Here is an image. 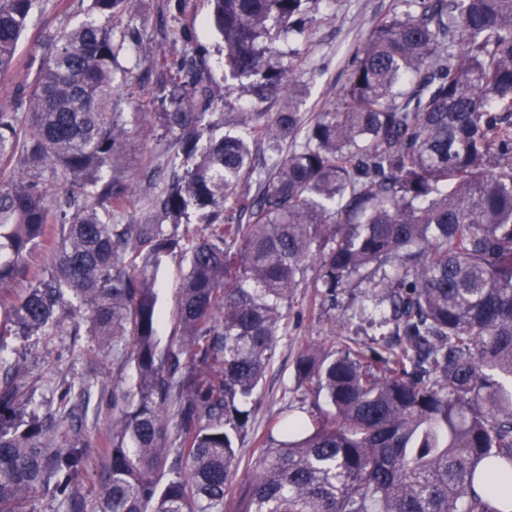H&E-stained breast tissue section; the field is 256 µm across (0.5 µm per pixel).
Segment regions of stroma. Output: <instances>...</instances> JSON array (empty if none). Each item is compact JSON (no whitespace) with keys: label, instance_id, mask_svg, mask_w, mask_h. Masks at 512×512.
I'll return each mask as SVG.
<instances>
[{"label":"stroma","instance_id":"1","mask_svg":"<svg viewBox=\"0 0 512 512\" xmlns=\"http://www.w3.org/2000/svg\"><path fill=\"white\" fill-rule=\"evenodd\" d=\"M88 4L89 0H38L20 40L14 69L0 75V111L16 109L17 90L35 80L43 46L62 30L84 20ZM402 10L401 0H317L314 19L301 36L305 58L295 64L291 75L299 89L298 104L304 119L333 109L348 84V62L355 47L378 24ZM208 15L207 0H133L123 17V25L139 36L138 42L127 40L116 47L117 77L123 82L118 109L124 114L126 136L115 175L137 185L136 203L127 221L141 224L152 218L156 202L169 184L171 163L181 153L175 137L165 132L159 121L160 113L172 108L173 72L164 66V59L186 52L205 59L216 101L204 121L210 124L213 137L224 135L243 107L256 104L262 111L275 112L283 105L277 96L256 101L248 80L233 78L225 71L224 44L210 28ZM185 269L182 257L171 256L158 271V338L164 345L172 336L175 300ZM327 327V321L314 312L293 319L266 376L250 436L240 451L243 459L257 453L254 438L262 434L271 413L288 403L302 401L313 406V396L302 395L296 388L294 361L300 349L322 345ZM8 349L10 360L26 369L36 400L51 409H58V397L65 388H76L87 381L95 383L89 402L76 405L72 420L64 424L69 437L90 445L80 489L86 507H93L99 496L102 443L112 427V406L98 388L112 386L117 380L130 386L132 370L117 372L111 353L99 350L81 319L71 330L9 338Z\"/></svg>","mask_w":512,"mask_h":512}]
</instances>
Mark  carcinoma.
Here are the masks:
<instances>
[{
  "mask_svg": "<svg viewBox=\"0 0 512 512\" xmlns=\"http://www.w3.org/2000/svg\"><path fill=\"white\" fill-rule=\"evenodd\" d=\"M131 0L90 14L45 48L18 111L0 112V288L34 284L0 324L9 336L83 313L98 348L133 365L112 387V438L97 512H505L512 506V0H404L350 60L333 110L305 123L273 65L315 0H209L224 66L277 112L204 138L202 60H172L163 128L181 170L155 219L122 223L130 182L105 179L126 134L114 26ZM35 0H0V74L13 68ZM204 146H199L201 139ZM274 153L255 165V148ZM46 169L75 184L70 214ZM192 211L202 223H183ZM39 245L49 266L31 268ZM187 260L176 334L158 340L157 272ZM368 284L360 314L392 345H330L295 361L297 388L327 408L269 415L235 481L239 445L298 294L310 310ZM20 371L0 377V512L37 494L84 512L87 446L53 417L23 419Z\"/></svg>",
  "mask_w": 512,
  "mask_h": 512,
  "instance_id": "cac0c4a2",
  "label": "carcinoma"
}]
</instances>
